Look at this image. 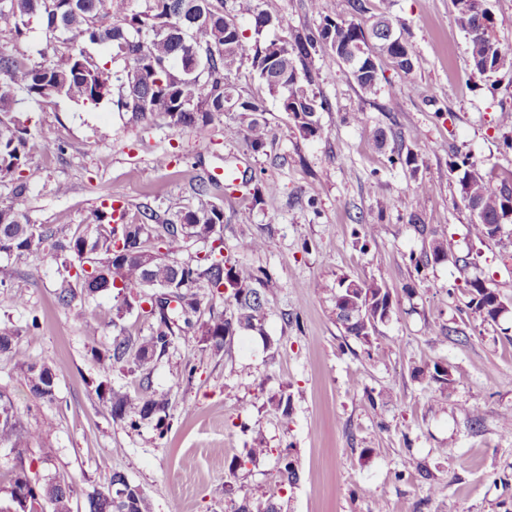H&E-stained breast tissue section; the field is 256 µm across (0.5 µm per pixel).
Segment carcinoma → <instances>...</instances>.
Masks as SVG:
<instances>
[{
  "instance_id": "obj_1",
  "label": "carcinoma",
  "mask_w": 512,
  "mask_h": 512,
  "mask_svg": "<svg viewBox=\"0 0 512 512\" xmlns=\"http://www.w3.org/2000/svg\"><path fill=\"white\" fill-rule=\"evenodd\" d=\"M146 9L129 10V0H0V44L17 43L27 33L33 18H38L46 31L68 45L69 54L57 64L29 62L10 56H0V176L19 174L18 192L38 182L41 172L29 164L27 130L15 115L20 93L33 101L65 98L73 102L99 103L118 87L117 108L135 116H151L170 127L189 130L195 137L211 136L214 121L224 114V91L232 87L230 77L248 63L272 95L282 101L284 111L298 132L315 137L321 131L319 113L326 103L310 89L307 60L320 51H331L347 65L366 94H374L378 74L373 66L357 67L343 56L340 47L365 40L361 24L338 9L323 18L314 31L297 32L291 40L262 41L259 35L265 23L283 26V20L272 17L255 6L250 9L254 37L245 36L237 25L224 16V0H145ZM457 21L469 40L472 71L484 76L512 64V47L495 40L491 29L494 21L484 0H455ZM116 17L118 24L105 25L103 18ZM379 15L369 29L373 57L389 59L400 71L407 73L412 65H403L399 57L408 53L407 39L397 42L380 27ZM99 44L112 52V61L125 63L118 75L88 53L84 45ZM195 50L199 66L186 73V48ZM238 111L246 123L245 131L251 147L262 148L268 137L264 106L254 98L237 97ZM458 172L463 201L476 216L471 224L473 239L484 242L492 238V226L512 213V174L499 175L479 169L465 156L452 164ZM195 203L180 211L176 220L163 224L148 223L149 217L130 221L119 217L112 223V211L98 209L91 219L73 229L68 225L43 226L30 221L17 203L0 207V309L9 311L24 304L20 294L12 291L15 267L11 257L51 256L60 262L65 276H74L76 288H64L59 303L83 321L94 311L93 302L104 291H115L113 326H118L126 313L142 304L150 305L148 314L156 323L146 336L133 338L124 332L112 339L110 346L91 349L101 380L96 393L105 401L112 420L137 431L146 423L165 427L169 401L152 391L133 392L112 386L110 375L118 364H125L128 373L150 379L157 363L165 357L176 333L197 328L200 352L217 355L229 352L238 333L260 331L271 307L264 283L266 272L233 260L223 254L224 213L215 204L209 185L201 182L194 189ZM99 230L92 250L96 263L92 271L84 269L85 239L88 227ZM119 239L124 253L112 252V242ZM179 242L202 243L209 246L204 259L190 257L177 261L164 254L155 264L145 267L140 257L154 253L159 244L173 246ZM429 257L435 262L467 263L462 257L448 256L444 242L430 243ZM196 288L205 284L211 291L226 296L232 302L229 313L201 319L196 295L182 288L183 283ZM340 278L333 294L334 309L341 312L363 310V316L343 325L345 333L365 343L377 338L378 325L385 314L392 312L391 294L375 280H359L351 290ZM469 306L482 321L496 322L498 308L503 306L499 293L485 281L467 283ZM0 351L9 352L31 395L52 401L54 393L43 379L46 364L33 360L19 344V330L7 324L0 326ZM429 377L441 386L449 387L464 374H453L448 367L436 362ZM11 411L12 421L0 423V444L14 452L16 460L25 463L31 442L39 432L26 431L20 425L13 401L0 393V413ZM271 453L260 432L250 447L228 464V478L237 471ZM278 480L272 493L259 498L230 499L227 512H281L278 499L286 487L300 481V472L289 454L278 458ZM16 471L8 472L4 490L10 505L25 512L23 504L14 499L19 487ZM110 485H122L127 490L124 500L116 503L103 494L107 486L94 487L84 494L85 512H150L149 502L140 486L120 473H112ZM78 494L70 477H55L47 481L33 478L28 496L50 507V512H72V500Z\"/></svg>"
}]
</instances>
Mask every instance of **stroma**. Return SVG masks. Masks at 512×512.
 <instances>
[{"label": "stroma", "mask_w": 512, "mask_h": 512, "mask_svg": "<svg viewBox=\"0 0 512 512\" xmlns=\"http://www.w3.org/2000/svg\"><path fill=\"white\" fill-rule=\"evenodd\" d=\"M284 17L265 39L313 30L347 0H254ZM362 20L384 14L403 24L413 67L379 63V85L363 93L334 54L314 55L313 89L327 100L321 133L303 137L250 66L231 77L237 92L263 102L269 139L253 151L238 113L216 124L213 141L149 120H132L111 100L96 106L58 98L27 110L29 162L39 182L15 199L12 178H0V206L19 201L38 224L78 225L104 199L130 217L174 219L191 205L200 180L213 178L224 210V244L240 262L264 270L273 310L263 334L236 336L231 354L199 357L198 337L177 334L151 378L169 409L164 433L153 424L133 432L113 421L95 388L99 369L91 348L111 343L119 328L148 334L150 318L127 314L112 324V293H100L95 314L75 321L58 301L63 278L48 257L18 261L15 292L25 305L0 312L21 331L20 344L57 374L52 401L33 398L9 354L0 353V391L13 400L22 425L44 435L32 447L40 478L67 475L79 487L103 485L118 471L143 490L151 512H224L227 463L262 431L269 456L239 472L238 495L259 497L276 480L279 454L291 453L301 473L282 492V512H512V313L496 323L470 309L465 282L478 278L512 304V224L491 240L469 235L474 220L462 200L454 161L469 156L479 168L512 171V66L484 78L472 74L468 37L454 0H364ZM27 38L0 46L7 56L58 60L67 48L39 21ZM54 128L59 150L44 152L40 127ZM411 151L416 171L391 166ZM168 153L171 163L155 158ZM239 169L235 187L215 176ZM434 191L416 197L417 182ZM276 184L256 195L258 183ZM375 224L374 239L363 227ZM244 237L264 239L258 252L238 250ZM467 267L423 263L432 239ZM376 280L393 309L375 346L344 335L329 293L341 276ZM318 281L313 294L305 283ZM454 328L449 337L439 326ZM195 362L192 379L181 371ZM440 362L463 380L444 389L423 373ZM288 392L282 415L269 397ZM479 422H472L471 414Z\"/></svg>", "instance_id": "35a3bbf8"}]
</instances>
